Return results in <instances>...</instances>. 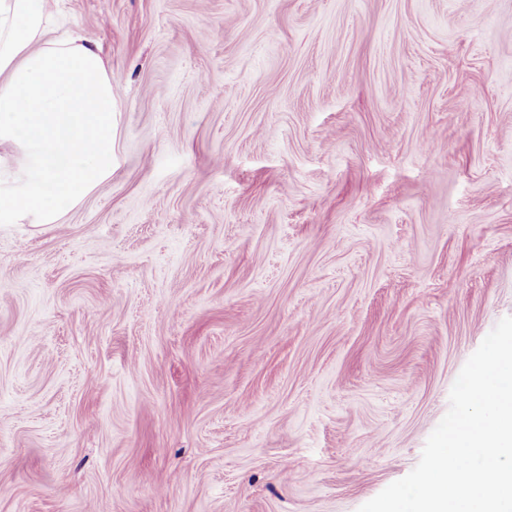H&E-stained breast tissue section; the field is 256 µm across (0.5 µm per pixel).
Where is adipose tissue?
<instances>
[{"mask_svg":"<svg viewBox=\"0 0 512 512\" xmlns=\"http://www.w3.org/2000/svg\"><path fill=\"white\" fill-rule=\"evenodd\" d=\"M55 0H0V224H57L112 178L117 113L95 43Z\"/></svg>","mask_w":512,"mask_h":512,"instance_id":"ef3b65f1","label":"adipose tissue"}]
</instances>
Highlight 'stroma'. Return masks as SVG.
Returning <instances> with one entry per match:
<instances>
[{
  "label": "stroma",
  "mask_w": 512,
  "mask_h": 512,
  "mask_svg": "<svg viewBox=\"0 0 512 512\" xmlns=\"http://www.w3.org/2000/svg\"><path fill=\"white\" fill-rule=\"evenodd\" d=\"M109 182L0 226V512H358L512 316V0H57Z\"/></svg>",
  "instance_id": "1"
}]
</instances>
